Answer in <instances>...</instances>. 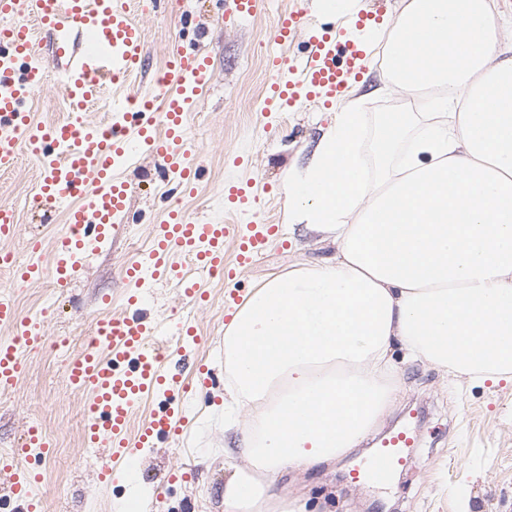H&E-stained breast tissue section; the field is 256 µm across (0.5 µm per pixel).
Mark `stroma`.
<instances>
[{"mask_svg": "<svg viewBox=\"0 0 512 512\" xmlns=\"http://www.w3.org/2000/svg\"><path fill=\"white\" fill-rule=\"evenodd\" d=\"M298 2L321 31L335 26L340 16L354 15L357 4L370 0H343L340 11L329 10L328 0H256L253 15L243 18L224 16L220 0H162L158 5L140 0L137 18L147 39L148 64L134 85L107 86L99 106L89 112L90 119L99 120L113 101L148 94L173 55L208 54L211 78L186 120L187 132L201 150L205 176L194 195L183 197L182 210L191 218L204 215L224 222L225 182L248 183L260 198V209L240 214L239 223L255 220L280 227L255 265L235 277L204 282L209 300L202 306L184 307L174 284L148 286L146 318L189 319L198 339L184 349L213 375L209 399L187 400L184 449L166 444L138 449L126 461L136 473L134 484L102 483L98 475L107 457L99 456L94 466L85 462L82 411L88 394L72 385L65 372L67 361L92 335L94 318L109 308L120 310L125 289L121 270L148 249L152 225L173 203L153 188L160 179L159 160L143 156L118 168V176L131 186L133 210L143 212L146 219L126 225L67 285L50 279L20 285L0 272V292L16 295L23 316L40 323L46 335L72 339L69 350L55 355L39 347L25 351V376L12 389L0 390V448L16 447L32 425L42 427L53 445L51 458L41 465L46 512H126L128 501L145 488L150 491L145 512H224V450L236 446L247 424L245 412H224V331L235 307L233 299L248 296L289 265L316 264L336 251L327 235L285 228L282 189L285 172L305 165L331 125L333 107L313 100L287 112L263 111L272 25L278 12ZM36 54L49 81L27 100L26 108L35 122L48 125L67 116L61 65L48 35L39 36ZM382 56V41L372 42L358 74L349 79L348 99L360 100L370 119L381 112L425 111L426 97L384 86ZM39 173L38 162L25 155L14 171L0 174V203L14 207L19 220L7 247L21 265H51L54 241L67 230L63 208L47 212L33 201ZM35 241L42 244L36 252L31 249ZM393 355L398 388L369 436L336 460L282 475L278 491L307 500L308 512H512V377L492 381L451 375L427 362L405 359L401 349H394ZM228 416L234 421L229 430L224 427ZM407 424L417 429L419 439L392 484L381 490L352 481L351 471L371 454L382 435ZM173 467L187 469L188 479L168 481Z\"/></svg>", "mask_w": 512, "mask_h": 512, "instance_id": "35a3bbf8", "label": "stroma"}]
</instances>
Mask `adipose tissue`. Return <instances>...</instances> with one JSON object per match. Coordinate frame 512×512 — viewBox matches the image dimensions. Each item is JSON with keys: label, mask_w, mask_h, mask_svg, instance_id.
Masks as SVG:
<instances>
[{"label": "adipose tissue", "mask_w": 512, "mask_h": 512, "mask_svg": "<svg viewBox=\"0 0 512 512\" xmlns=\"http://www.w3.org/2000/svg\"><path fill=\"white\" fill-rule=\"evenodd\" d=\"M496 32L487 0H407L386 75L439 89L443 111L372 130L347 102L286 175L290 227L336 252L268 279L225 330L229 404L259 432L224 451V512H307L280 475L370 433L397 389L394 347L450 374L512 373V56Z\"/></svg>", "instance_id": "adipose-tissue-1"}]
</instances>
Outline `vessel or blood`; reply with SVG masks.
Masks as SVG:
<instances>
[{
    "label": "vessel or blood",
    "mask_w": 512,
    "mask_h": 512,
    "mask_svg": "<svg viewBox=\"0 0 512 512\" xmlns=\"http://www.w3.org/2000/svg\"><path fill=\"white\" fill-rule=\"evenodd\" d=\"M0 17L13 21L11 27L0 30V172L15 168L22 152L31 153L41 169L37 199L66 204L68 224L66 234L55 241L51 266L15 265L12 254L4 250L0 266L13 270L19 283L49 276L62 285L116 235L118 221L130 206L129 186L117 177L116 163H129L140 152L178 173L184 187L195 185L199 150L187 134L186 114L210 79V60L199 53L173 56L163 75L155 79L149 99L91 121L87 112L101 97L103 78L126 82L141 72L145 61V37L130 0H0ZM37 29L49 35L64 62L63 86L71 109L67 120L50 127L33 124L24 106L31 91L46 78L34 50ZM303 31L309 34L306 54L290 60L279 53V46ZM271 41L275 49L267 56L268 87L263 100L268 112L286 111L312 97L336 99L368 51L365 44L337 37L335 31H311L299 12L277 16ZM255 202L251 189L224 188L226 212ZM277 233L274 224L191 222L177 209L169 210L165 220L155 225L144 262L132 263L124 272L127 312L100 321L95 336L67 365L71 383L93 392L84 409V442L108 456L110 464L101 473L104 480L129 479L123 460L139 448L164 440L176 443L185 418L190 387L156 342L166 328L149 324L135 313L145 276L175 283L185 304L198 307L206 301L200 281L228 273L225 242H235L237 265L244 268ZM177 254L182 257L178 263L173 260ZM0 325L13 330L9 339L0 341V389L5 390L25 372L23 352L40 345L43 338L37 324L20 315L13 296L6 292L0 293ZM149 394L162 397L163 403L147 423L132 429L137 404ZM416 441L417 433L409 426L387 435L354 468V480L387 484ZM32 455L51 456L50 443L37 426L27 429L14 454L0 456V475L8 478L6 496L17 503L18 512L43 509L41 472L20 464Z\"/></svg>",
    "instance_id": "1"
}]
</instances>
